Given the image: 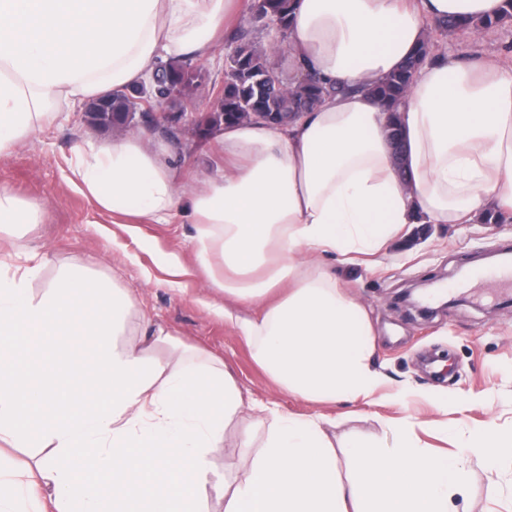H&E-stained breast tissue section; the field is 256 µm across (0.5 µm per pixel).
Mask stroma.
I'll return each mask as SVG.
<instances>
[{
	"mask_svg": "<svg viewBox=\"0 0 512 512\" xmlns=\"http://www.w3.org/2000/svg\"><path fill=\"white\" fill-rule=\"evenodd\" d=\"M434 56L467 60L480 54L512 66V24L467 31L452 37L431 33ZM56 120L13 153L0 156V184L19 197L45 203V224L27 234L0 235V261L15 267L23 252L36 250L45 261L32 279L43 295L61 266L76 263L123 288L132 299L126 335L117 346L140 342L144 321L163 327L170 344L156 355L167 359L174 345L194 348L201 359L224 361L234 375L243 406L226 424L224 438L208 454L210 479L235 486L246 475L240 437L252 432L254 448L267 433L252 402H275L280 414L329 418L337 473L351 481L356 471L344 448L352 438L388 447L391 424L411 426L418 446L462 457L466 490L451 500L452 512H512V459L491 462L470 450L474 434L488 428L512 432V287L471 284L451 296L447 308L424 317L400 302L410 288L452 281L460 267L512 245V223L410 224L385 249L350 261L325 259L362 306L374 334L371 367L384 382L368 399L322 403L280 390L255 363L251 346L207 302L237 305L212 283L194 251L196 227L185 212L165 224L131 227L128 218L100 210L80 191L73 173L75 147L111 140V132L91 127L80 103L59 101ZM146 147L165 144L177 188L195 186L224 169L216 139L194 144L164 138L154 123L136 119L131 128ZM178 258V286L162 255Z\"/></svg>",
	"mask_w": 512,
	"mask_h": 512,
	"instance_id": "35a3bbf8",
	"label": "stroma"
}]
</instances>
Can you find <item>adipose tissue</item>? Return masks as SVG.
Instances as JSON below:
<instances>
[{
    "mask_svg": "<svg viewBox=\"0 0 512 512\" xmlns=\"http://www.w3.org/2000/svg\"><path fill=\"white\" fill-rule=\"evenodd\" d=\"M505 0H292L294 76L345 86L287 128L225 126L224 170L179 191L161 150L121 135L76 154L82 192L105 211L158 224L184 207L195 250L222 268L225 295L257 307L233 322L282 390L311 399L369 396L371 330L361 308L303 253L371 254L408 224L512 218V68L439 56L418 69L397 116L369 89L398 69L438 19L502 14ZM238 0H0V155L53 120V101L83 102L148 83L159 59L205 57L235 20ZM406 153L395 165L388 125ZM46 218L37 200L0 185V231ZM37 266L0 268V441L46 449L19 480L0 479V512L22 495L43 512H448L462 461L435 457L395 425L392 446L349 441L357 479L342 482L323 420L275 415L262 450L233 490L210 486L208 450L240 410L222 361L169 342L156 328L124 348L129 295L81 267L60 269L48 293ZM139 479H131V471Z\"/></svg>",
    "mask_w": 512,
    "mask_h": 512,
    "instance_id": "1",
    "label": "adipose tissue"
}]
</instances>
